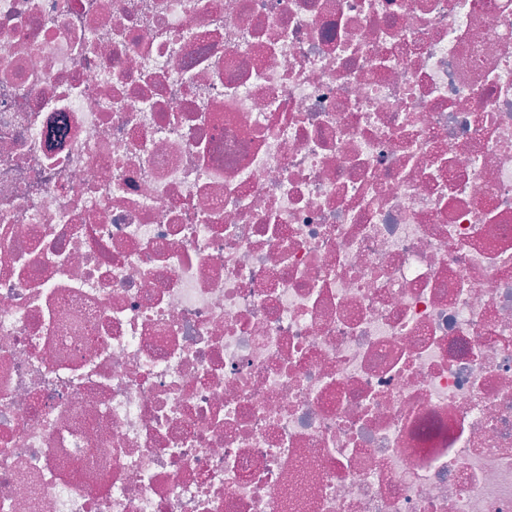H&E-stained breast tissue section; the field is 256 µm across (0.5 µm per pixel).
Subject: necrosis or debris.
<instances>
[{
  "label": "necrosis or debris",
  "mask_w": 512,
  "mask_h": 512,
  "mask_svg": "<svg viewBox=\"0 0 512 512\" xmlns=\"http://www.w3.org/2000/svg\"><path fill=\"white\" fill-rule=\"evenodd\" d=\"M0 512H512V0H0Z\"/></svg>",
  "instance_id": "obj_1"
}]
</instances>
